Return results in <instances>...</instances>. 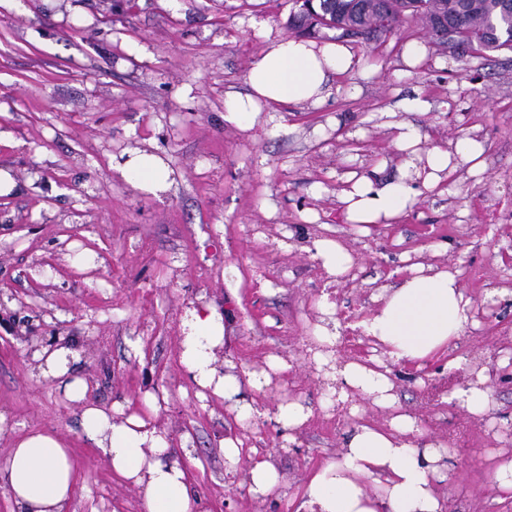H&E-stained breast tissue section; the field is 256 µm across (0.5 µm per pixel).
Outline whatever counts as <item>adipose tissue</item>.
Instances as JSON below:
<instances>
[{"instance_id": "adipose-tissue-1", "label": "adipose tissue", "mask_w": 512, "mask_h": 512, "mask_svg": "<svg viewBox=\"0 0 512 512\" xmlns=\"http://www.w3.org/2000/svg\"><path fill=\"white\" fill-rule=\"evenodd\" d=\"M361 60L351 46L295 37H267L251 63L247 94L224 98V119L240 129H252L263 105H322L333 79L359 70ZM392 141L412 151L396 177L381 181L374 175L350 174L338 195L345 217L352 224H391L415 200L416 186L438 187L459 166L485 168L481 143L458 139L451 148L421 149V135L411 122L390 125ZM114 168L140 191L157 195L170 187L169 170L162 158L136 150ZM398 284L384 288L376 306L360 323L362 333L382 348L376 366L348 362L333 368L330 377L341 389L340 401L359 394L373 406L391 410L387 425H355L335 457L317 468L306 487L302 512H446L441 484L448 480V458L453 450L438 440L418 419L402 412L387 370L392 366L423 368L435 355L448 351L469 325L473 298L462 288L456 273L420 263L408 268ZM323 315L312 341L317 366L331 365L332 349L341 339L333 318V304L321 297ZM228 332V319L212 306L187 310L179 363L200 388L224 398L236 412L238 431L221 442L224 465L236 468L247 434L263 418L286 437L309 420L311 411L297 400H278L260 411L241 395L243 385L261 387L254 373L236 369L220 372L218 350ZM42 376L63 397L80 407L85 437L108 461L113 473L135 486L141 512H211L186 467L177 459L168 433L154 418L161 403L155 392L144 391L140 407L114 420L110 410L89 401V384L75 368L81 360L76 345L65 341L35 351ZM0 487L13 503V512H68L77 488L76 465L70 448L56 432L34 430L12 441L0 458Z\"/></svg>"}]
</instances>
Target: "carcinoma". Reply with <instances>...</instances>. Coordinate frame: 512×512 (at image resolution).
<instances>
[{
    "instance_id": "obj_1",
    "label": "carcinoma",
    "mask_w": 512,
    "mask_h": 512,
    "mask_svg": "<svg viewBox=\"0 0 512 512\" xmlns=\"http://www.w3.org/2000/svg\"><path fill=\"white\" fill-rule=\"evenodd\" d=\"M288 28L297 35H328L337 38H380L376 21L380 11L391 7L394 25L408 20L422 22L434 44L441 40L432 30L435 21L448 18V42L458 55L483 56L512 50V0H289Z\"/></svg>"
}]
</instances>
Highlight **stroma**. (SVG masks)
I'll return each mask as SVG.
<instances>
[{
    "instance_id": "stroma-1",
    "label": "stroma",
    "mask_w": 512,
    "mask_h": 512,
    "mask_svg": "<svg viewBox=\"0 0 512 512\" xmlns=\"http://www.w3.org/2000/svg\"><path fill=\"white\" fill-rule=\"evenodd\" d=\"M289 10L287 0H0V168L16 181L0 195V414L9 429L0 457L27 430L60 433L81 485L70 512H139L138 494L84 438L78 407L40 376L27 353L37 337L82 349L77 371L99 405L134 404L147 389L166 395L155 423L193 467L212 512H296L309 475L348 431L391 415L325 407L324 380L305 368L323 291L339 323L366 316L417 252L427 264L479 272L461 284L490 306L458 352L503 343L512 329V257L501 253L512 241V51L457 57L405 23L377 41L351 39L368 76L339 78L323 106H273L250 130L226 123L225 92H248L250 63L266 35L288 34ZM413 41L425 54L409 67ZM415 97L428 110L404 112ZM390 115L419 127L428 147L478 139L486 168L419 189L398 223L366 235L336 195L350 172L383 159L389 176L406 159L384 127ZM137 149L168 165L162 197L113 170ZM317 239L342 243L351 272L330 275L309 250ZM76 247L96 253L95 267L71 266ZM191 303L231 314L223 357L256 372L272 356L287 363L242 395L261 405L301 399L312 415L296 443L257 426L244 463L225 469L220 442L234 414L222 398L200 399L179 363ZM393 380L403 410L432 433L470 432L467 453L448 460L447 512H512L490 460L512 454V380L492 387L495 409L480 420L460 406L426 408L407 368ZM257 452L282 474L265 501L248 491L246 460Z\"/></svg>"
}]
</instances>
